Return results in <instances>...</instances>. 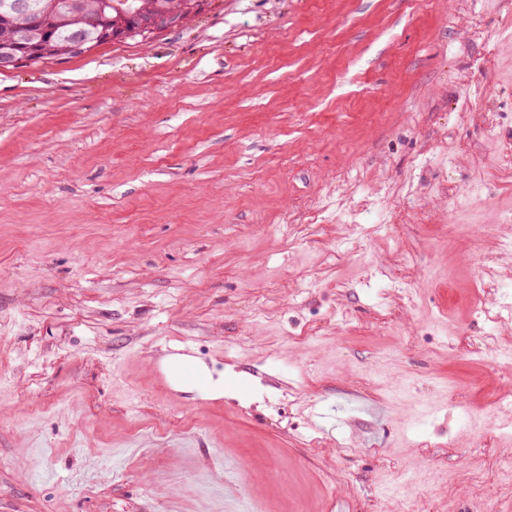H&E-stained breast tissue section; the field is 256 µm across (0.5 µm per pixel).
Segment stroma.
Segmentation results:
<instances>
[{"label":"stroma","instance_id":"obj_1","mask_svg":"<svg viewBox=\"0 0 512 512\" xmlns=\"http://www.w3.org/2000/svg\"><path fill=\"white\" fill-rule=\"evenodd\" d=\"M503 303L512 0H209L0 72V512H221L230 461L254 512H512ZM134 3L135 6H142L149 10L154 7H170L167 11L147 13L142 8L135 10L139 21L134 28L124 29L118 37L125 40L127 38L141 37L142 40H148L155 33L183 26L193 18L200 9V0H125ZM180 5V6H179ZM179 7V8H178ZM178 8V9H174ZM182 349H174L172 356L175 358L169 364V374L177 382L193 385L197 388L208 386V377L200 371L193 363H188L183 356Z\"/></svg>","mask_w":512,"mask_h":512}]
</instances>
